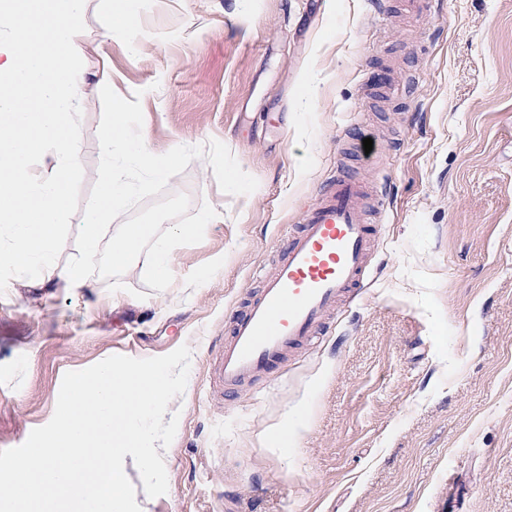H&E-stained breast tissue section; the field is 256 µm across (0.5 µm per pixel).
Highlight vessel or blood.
<instances>
[{
	"instance_id": "vessel-or-blood-1",
	"label": "vessel or blood",
	"mask_w": 512,
	"mask_h": 512,
	"mask_svg": "<svg viewBox=\"0 0 512 512\" xmlns=\"http://www.w3.org/2000/svg\"><path fill=\"white\" fill-rule=\"evenodd\" d=\"M385 192L366 195L345 173L329 178L301 224L289 234L257 294L231 322L216 358V380L232 392L245 381L285 364L324 335L339 301L361 288L370 273L378 231L368 204L384 205Z\"/></svg>"
}]
</instances>
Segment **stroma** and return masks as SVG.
<instances>
[{
	"instance_id": "35a3bbf8",
	"label": "stroma",
	"mask_w": 512,
	"mask_h": 512,
	"mask_svg": "<svg viewBox=\"0 0 512 512\" xmlns=\"http://www.w3.org/2000/svg\"><path fill=\"white\" fill-rule=\"evenodd\" d=\"M136 0L135 29L84 27L82 157L56 258L107 173L113 113L147 123L163 180L129 204L90 263L93 290L0 282V450L50 421L65 373L120 354L191 349L189 398L141 512H512V0ZM374 132L382 166L344 155ZM389 200L371 277L327 335L232 396L214 359L233 312L336 166ZM237 176L224 185L225 169ZM207 230L182 241L168 284L113 268L119 225Z\"/></svg>"
}]
</instances>
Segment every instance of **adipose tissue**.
<instances>
[{"label":"adipose tissue","mask_w":512,"mask_h":512,"mask_svg":"<svg viewBox=\"0 0 512 512\" xmlns=\"http://www.w3.org/2000/svg\"><path fill=\"white\" fill-rule=\"evenodd\" d=\"M86 0H0V227L10 233L0 248V273L36 272L39 283L58 281L91 287L88 264L97 255L103 223L126 204L124 169L166 175L169 160L157 158L145 125L131 126L125 113L112 115L100 142L109 159L96 200L83 213L82 251L66 264L56 260L59 219L69 205L73 178L80 169L78 118L86 69L81 15ZM43 169L31 175L28 162ZM172 225L164 238L148 227L124 226L112 248L116 266L136 264L153 280L166 281L173 254L186 237L207 228Z\"/></svg>","instance_id":"ef3b65f1"}]
</instances>
